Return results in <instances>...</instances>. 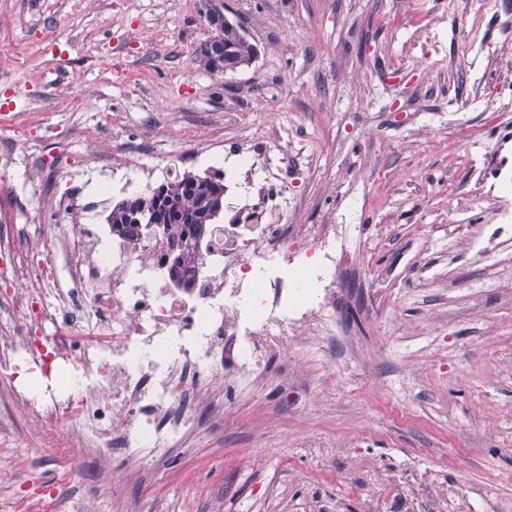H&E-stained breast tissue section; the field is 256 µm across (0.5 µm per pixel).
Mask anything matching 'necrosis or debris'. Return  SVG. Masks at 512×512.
<instances>
[{
    "instance_id": "obj_1",
    "label": "necrosis or debris",
    "mask_w": 512,
    "mask_h": 512,
    "mask_svg": "<svg viewBox=\"0 0 512 512\" xmlns=\"http://www.w3.org/2000/svg\"><path fill=\"white\" fill-rule=\"evenodd\" d=\"M333 224H216L184 280L163 232L120 236L96 224H53L48 258L64 251L72 288L57 296L15 270L0 324V374L40 424L76 428L110 460L149 467L205 416L218 382L246 390L288 348L325 354L341 281ZM65 371V390L16 386L20 373Z\"/></svg>"
}]
</instances>
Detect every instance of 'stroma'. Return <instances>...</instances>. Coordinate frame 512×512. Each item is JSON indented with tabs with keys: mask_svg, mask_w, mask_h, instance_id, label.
Segmentation results:
<instances>
[{
	"mask_svg": "<svg viewBox=\"0 0 512 512\" xmlns=\"http://www.w3.org/2000/svg\"><path fill=\"white\" fill-rule=\"evenodd\" d=\"M257 47L200 70L201 0H0V230L42 250L103 208L224 173V221L349 224L322 364L272 355L148 470L0 398V512H512V0H224ZM287 192L276 214L259 196Z\"/></svg>",
	"mask_w": 512,
	"mask_h": 512,
	"instance_id": "stroma-1",
	"label": "stroma"
}]
</instances>
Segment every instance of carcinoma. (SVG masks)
<instances>
[{"mask_svg":"<svg viewBox=\"0 0 512 512\" xmlns=\"http://www.w3.org/2000/svg\"><path fill=\"white\" fill-rule=\"evenodd\" d=\"M256 54L255 45L244 35L240 24L228 20L216 25L195 50V62L210 73L226 68L234 72L249 65ZM222 188V178L208 186L183 179L167 181L116 203L106 216V223L116 234H134L142 231V225L137 222L141 214L157 209L166 212L164 231L184 242L181 253L170 266L171 275L178 277L195 261L196 244L208 231L211 224L208 214L221 196Z\"/></svg>","mask_w":512,"mask_h":512,"instance_id":"1","label":"carcinoma"}]
</instances>
